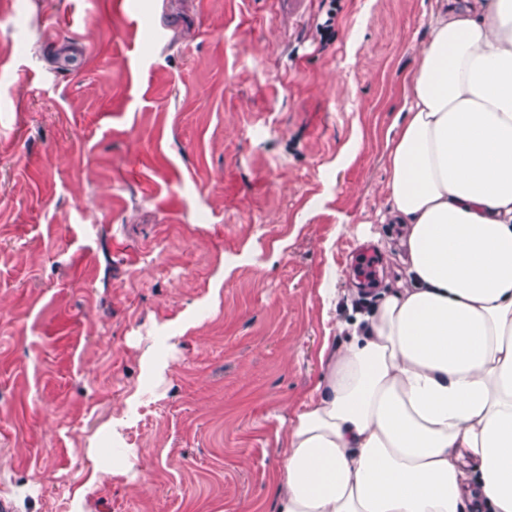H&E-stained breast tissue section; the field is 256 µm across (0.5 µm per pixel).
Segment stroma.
<instances>
[{
  "label": "stroma",
  "instance_id": "obj_1",
  "mask_svg": "<svg viewBox=\"0 0 512 512\" xmlns=\"http://www.w3.org/2000/svg\"><path fill=\"white\" fill-rule=\"evenodd\" d=\"M433 5L0 0L10 512H272L324 289L404 275L372 218Z\"/></svg>",
  "mask_w": 512,
  "mask_h": 512
}]
</instances>
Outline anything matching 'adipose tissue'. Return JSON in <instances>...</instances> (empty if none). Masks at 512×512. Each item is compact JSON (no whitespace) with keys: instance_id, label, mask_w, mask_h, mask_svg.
Wrapping results in <instances>:
<instances>
[{"instance_id":"adipose-tissue-1","label":"adipose tissue","mask_w":512,"mask_h":512,"mask_svg":"<svg viewBox=\"0 0 512 512\" xmlns=\"http://www.w3.org/2000/svg\"><path fill=\"white\" fill-rule=\"evenodd\" d=\"M379 224L407 283L343 325L275 512H512V0H436Z\"/></svg>"}]
</instances>
